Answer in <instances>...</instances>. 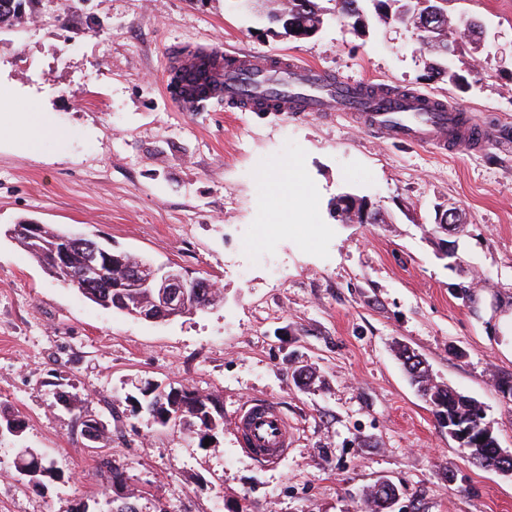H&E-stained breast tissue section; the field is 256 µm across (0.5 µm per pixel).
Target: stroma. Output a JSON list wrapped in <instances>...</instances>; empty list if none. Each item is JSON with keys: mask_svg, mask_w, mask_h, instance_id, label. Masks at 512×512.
<instances>
[{"mask_svg": "<svg viewBox=\"0 0 512 512\" xmlns=\"http://www.w3.org/2000/svg\"><path fill=\"white\" fill-rule=\"evenodd\" d=\"M477 44L450 60L469 87L432 77L412 24L331 21L296 42L238 0H29L0 28V512H103L100 456L138 512H359L386 478L402 512H512V475L481 469L410 386L399 346L475 398L512 453V0H449ZM291 53L338 76L447 99L497 133L481 153L391 143L343 114L183 111L174 52ZM45 132L27 148L26 114ZM350 193L377 224L331 215ZM458 208L461 265L429 235ZM29 220L111 243L219 285L209 310L149 321L96 305L48 276L7 230ZM314 376L297 385L295 368ZM161 382L219 399L206 446L132 401ZM69 392L71 408L57 401ZM275 402L294 441L276 464L241 448L234 416ZM111 438L89 447L81 422ZM51 461L34 490L19 449Z\"/></svg>", "mask_w": 512, "mask_h": 512, "instance_id": "stroma-1", "label": "stroma"}]
</instances>
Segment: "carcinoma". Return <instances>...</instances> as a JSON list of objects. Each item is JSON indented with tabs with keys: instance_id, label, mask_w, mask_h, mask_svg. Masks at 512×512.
<instances>
[{
	"instance_id": "carcinoma-1",
	"label": "carcinoma",
	"mask_w": 512,
	"mask_h": 512,
	"mask_svg": "<svg viewBox=\"0 0 512 512\" xmlns=\"http://www.w3.org/2000/svg\"><path fill=\"white\" fill-rule=\"evenodd\" d=\"M29 0H0V26L9 25L21 17L22 8ZM324 0H291L292 9L295 10L297 19L296 30H288L289 38L299 41L311 38L316 26L327 20V9L322 5ZM335 2L334 15L339 19L353 20V27L364 28L368 21L376 17L381 21H408L414 16V11L419 15L436 11L442 15H448V0H333ZM67 235L65 231H59L43 226L42 234L32 240L21 234H15L17 240L25 250L39 263L45 264L52 254L55 240ZM86 259L85 251L77 248L72 251L69 259L68 284H73L80 277ZM115 274L110 268L104 269L102 282L92 288H81L79 292L86 299L105 308H111L126 314L140 302H149L147 289L141 288L132 293L112 288V278ZM221 300L218 290L205 291L201 295L189 298V310L204 311L217 304ZM398 359L406 371L411 384L422 397H429L433 403V413L438 423L454 422L472 425L474 441L471 443V453L481 459V467L495 470L503 467L504 460L490 451V448L498 444L495 436H490L486 441L480 439V424L484 423V415L481 406L471 397L464 395L447 385H441L434 381L429 369L423 366V361L418 359V354L409 351L404 346L398 351ZM167 395L153 392L147 388L142 392V397L151 403V411L162 412L176 409L183 418L199 428V444H204L206 434L217 431L224 424V414L219 408L215 398L202 395L188 387H182L176 393V401H171ZM41 465L49 471L53 466L45 458L35 453L30 448L19 450L14 461L15 468L23 465ZM98 472L102 478H110L112 482L121 485L126 484L123 471L112 465V461L103 458L99 463Z\"/></svg>"
}]
</instances>
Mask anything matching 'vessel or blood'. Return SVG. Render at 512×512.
<instances>
[{
  "label": "vessel or blood",
  "mask_w": 512,
  "mask_h": 512,
  "mask_svg": "<svg viewBox=\"0 0 512 512\" xmlns=\"http://www.w3.org/2000/svg\"><path fill=\"white\" fill-rule=\"evenodd\" d=\"M182 66L190 77L216 82L224 103L240 112L260 105L271 112H340L382 138L447 151H478L491 139L490 130L445 99L411 89L393 92L381 83L348 81L293 55L223 52L207 70H200L189 57ZM235 427L251 457L273 463L287 456L291 427L274 402L242 407Z\"/></svg>",
  "instance_id": "obj_1"
}]
</instances>
